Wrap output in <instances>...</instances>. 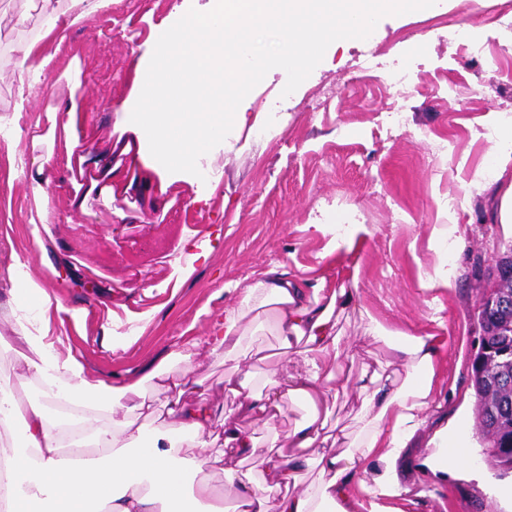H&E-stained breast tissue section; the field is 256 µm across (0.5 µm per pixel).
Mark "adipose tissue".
Wrapping results in <instances>:
<instances>
[{
  "label": "adipose tissue",
  "instance_id": "ef3b65f1",
  "mask_svg": "<svg viewBox=\"0 0 512 512\" xmlns=\"http://www.w3.org/2000/svg\"><path fill=\"white\" fill-rule=\"evenodd\" d=\"M111 2L43 0L47 30L63 33ZM429 7L430 0H209L206 13L184 12L176 22L153 28L106 149L85 145L89 115L74 98L65 109H48L46 128L32 134L30 143L51 147L63 140L73 211H86L91 191L111 202L137 190L129 173L140 167L158 177L154 205H166L171 187L196 178L201 159L226 130L248 124L242 100L271 68L286 69L302 82L329 45L363 38L383 17L419 14ZM266 31L280 38L271 54L255 46ZM354 301L353 291L325 276L311 282L271 269L258 277L217 324L216 349L225 358L236 357L248 323L272 310L282 356H299L306 369L285 380L267 377L259 387L249 371L228 374L225 393L238 399L243 413L268 424L285 403L322 399L345 379L324 363L342 359L339 318ZM367 334L384 343L408 374L399 380L382 366L358 376L362 399L355 430L327 432L315 411L288 432L283 446L264 449L235 418L225 417L224 446L232 457L224 462V482L235 487L239 512H393L391 500L404 493L394 464L433 401L434 365L445 339L434 332L392 331L374 319ZM23 339L32 351L26 368L42 381L44 394L25 409L21 445L0 453L9 477L22 478L28 486L8 496L6 512H155L159 503L164 512H192L182 485V451L204 447L208 425L207 409L183 400L193 379L183 376L169 384L177 395L168 410L172 423L136 427L130 414L147 407L139 384L114 386L85 374L76 358L60 356L44 333L27 331ZM61 398L116 417L111 427L90 425V440L105 453L78 469L63 466L61 433L46 409L47 402ZM435 444L436 453L426 461L432 472L469 468L471 456L456 427L438 431ZM250 459L263 464L257 487L234 466ZM310 466L318 468L320 478L301 485L300 474ZM371 467L375 476L364 480Z\"/></svg>",
  "mask_w": 512,
  "mask_h": 512
}]
</instances>
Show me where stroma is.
<instances>
[{
  "mask_svg": "<svg viewBox=\"0 0 512 512\" xmlns=\"http://www.w3.org/2000/svg\"><path fill=\"white\" fill-rule=\"evenodd\" d=\"M506 3L434 0L427 12L384 18L367 38L331 45L298 86L272 68L242 103L270 133L224 138L207 158L218 178L177 183L166 210L152 207L157 177L142 168V195L108 206L94 194L87 213L72 211L65 150L56 145L49 164L54 220L36 234L28 222L30 182L14 170L13 157L30 154L29 134L48 106L66 104L72 59L81 61L76 93L90 115L85 140L105 149L153 27L173 20L178 7L204 10L208 0H112L61 42L43 34L41 0H0V13L26 18L0 30V122L21 134L15 145L0 141V375L18 380L20 405L39 400L41 385L22 359L27 348L9 279L17 263L58 300L36 323L58 338L60 354H73L113 384L142 381L151 411L134 415L135 424L168 420L169 392L148 372L158 367L164 377L196 380L193 397L211 411L209 447L185 449L186 490L207 479L234 507L223 472L205 462L223 451L224 416L237 410L224 393L225 374L239 365L259 379L285 378L305 366L278 355L274 312L262 318L264 336L245 339L249 354L237 365L213 353L214 323L273 266L302 279L331 274L358 289L338 324L352 374L386 358L384 346L366 336L367 317L411 334L433 328L446 339L434 401L398 462L405 493L397 512H512L498 492L512 485V471H492L485 460L470 377L482 271L512 247V235L495 222V187L486 175L495 165L496 133L512 127V30L500 19ZM33 41L52 64L18 112L14 63ZM320 97L326 105L312 109ZM119 209L126 220L116 217ZM318 216L367 225L370 234L342 264L332 263L324 256L327 236L311 227ZM441 224L461 230L451 253L457 278L454 289L430 292L420 279L441 264L430 245ZM185 240L205 253L188 277ZM79 310L85 320L74 319ZM448 422L458 423L472 456L464 476H442L424 463L434 430Z\"/></svg>",
  "mask_w": 512,
  "mask_h": 512,
  "instance_id": "stroma-1",
  "label": "stroma"
}]
</instances>
